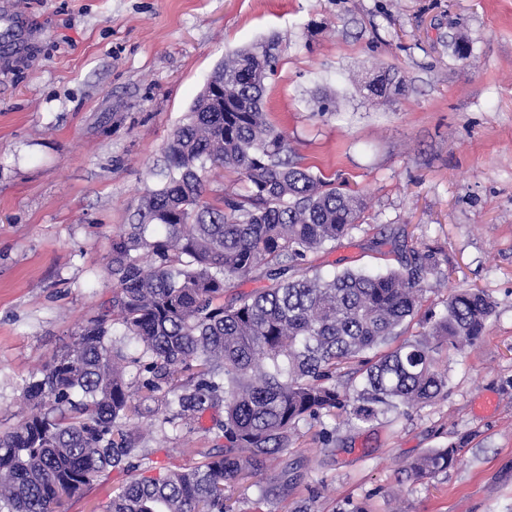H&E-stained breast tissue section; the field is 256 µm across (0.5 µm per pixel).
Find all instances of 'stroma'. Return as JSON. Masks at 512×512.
Instances as JSON below:
<instances>
[{"label":"stroma","instance_id":"obj_1","mask_svg":"<svg viewBox=\"0 0 512 512\" xmlns=\"http://www.w3.org/2000/svg\"><path fill=\"white\" fill-rule=\"evenodd\" d=\"M272 38L268 121L305 168L366 200L311 265L327 276L428 257L446 279L403 341L460 289L493 313L476 347L442 350V397L369 423L300 422L257 484L228 483L235 512H512V0H0V431L26 413L32 372L111 298L110 239L159 183L208 75ZM386 68L406 92L376 106L359 86ZM325 96L335 111L319 112ZM141 422L151 463L188 467L224 444L208 415L190 431ZM451 444L454 465L407 478ZM139 474L111 473L66 512H101Z\"/></svg>","mask_w":512,"mask_h":512}]
</instances>
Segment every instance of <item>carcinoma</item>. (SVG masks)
<instances>
[{
    "label": "carcinoma",
    "instance_id": "obj_1",
    "mask_svg": "<svg viewBox=\"0 0 512 512\" xmlns=\"http://www.w3.org/2000/svg\"><path fill=\"white\" fill-rule=\"evenodd\" d=\"M280 57L277 42L261 41L225 59L171 134L162 182L112 235L108 307L72 349L31 374L33 406L0 432V512H63L93 482L129 469L139 454L129 422L155 399L175 428L224 408V447L126 482L103 512H233L226 483L258 477L300 421L347 412L369 422L426 405L447 388L436 366L443 345L481 340L493 305L470 289L448 297L427 334L383 349L417 314L431 272L421 264L330 278L305 266L357 226L365 203L304 168L266 121L265 81ZM403 91L382 72L369 99ZM217 168L240 176L249 194L228 195L221 208L205 201ZM260 269L268 285L224 302L235 281ZM112 315L141 346L139 358L115 344ZM349 362L361 364L364 386L353 406L335 384ZM458 452L433 450L406 472L443 471Z\"/></svg>",
    "mask_w": 512,
    "mask_h": 512
}]
</instances>
